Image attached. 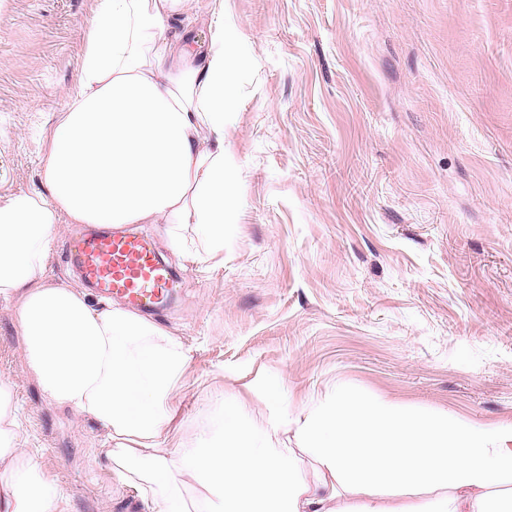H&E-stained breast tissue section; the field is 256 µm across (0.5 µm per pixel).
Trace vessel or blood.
<instances>
[{"mask_svg":"<svg viewBox=\"0 0 512 512\" xmlns=\"http://www.w3.org/2000/svg\"><path fill=\"white\" fill-rule=\"evenodd\" d=\"M73 254L84 279L102 296L131 308L156 312L172 291L173 274L158 261L148 238L99 228L78 239Z\"/></svg>","mask_w":512,"mask_h":512,"instance_id":"vessel-or-blood-1","label":"vessel or blood"}]
</instances>
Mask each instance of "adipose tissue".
<instances>
[{"instance_id": "ef3b65f1", "label": "adipose tissue", "mask_w": 512, "mask_h": 512, "mask_svg": "<svg viewBox=\"0 0 512 512\" xmlns=\"http://www.w3.org/2000/svg\"><path fill=\"white\" fill-rule=\"evenodd\" d=\"M182 0H96L77 80L41 158L47 195L0 203V299L13 302L28 372L55 403L94 420L119 479L150 512H183L175 473L206 492L204 512H512V427L487 429L361 395L309 401L295 419L310 473L272 414L255 430L224 408V435L203 431L194 454L165 447L188 358L159 323L123 306L94 307L84 290L45 275L64 224L164 223L171 247H224L238 203L224 160L234 65L245 45L216 33L204 56L173 48L167 23ZM0 408V512H62L54 485Z\"/></svg>"}]
</instances>
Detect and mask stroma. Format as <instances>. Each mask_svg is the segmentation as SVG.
Returning a JSON list of instances; mask_svg holds the SVG:
<instances>
[{"instance_id": "stroma-1", "label": "stroma", "mask_w": 512, "mask_h": 512, "mask_svg": "<svg viewBox=\"0 0 512 512\" xmlns=\"http://www.w3.org/2000/svg\"><path fill=\"white\" fill-rule=\"evenodd\" d=\"M95 0L0 6V199L41 193L44 132L66 103ZM246 44L224 157L239 207L224 252L184 259L139 224L175 274L154 321L189 358L167 447L236 402L255 427L269 379L293 421L336 392L512 424V0H187L170 19L206 51ZM63 225L47 264L82 284ZM0 379L21 447L64 512H147L101 453L91 419L52 403L25 368L0 301Z\"/></svg>"}]
</instances>
